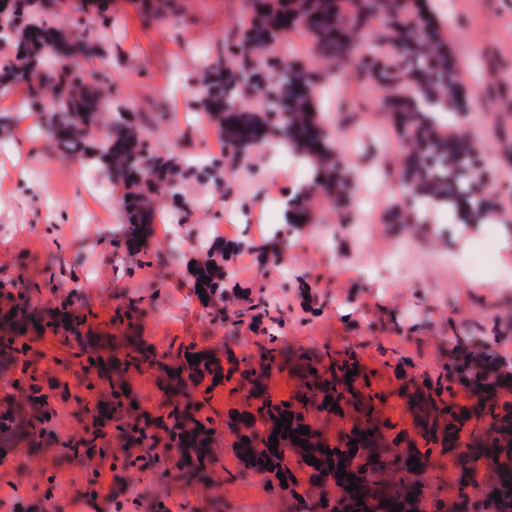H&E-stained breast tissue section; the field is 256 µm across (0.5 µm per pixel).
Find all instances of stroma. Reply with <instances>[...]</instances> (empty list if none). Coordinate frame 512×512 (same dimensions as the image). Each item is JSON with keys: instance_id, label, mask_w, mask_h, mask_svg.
Instances as JSON below:
<instances>
[{"instance_id": "stroma-1", "label": "stroma", "mask_w": 512, "mask_h": 512, "mask_svg": "<svg viewBox=\"0 0 512 512\" xmlns=\"http://www.w3.org/2000/svg\"><path fill=\"white\" fill-rule=\"evenodd\" d=\"M85 4L88 17L109 25L98 57L87 71L102 73L112 85V107L134 126L154 124L156 139L175 153L201 160H223L224 146L215 128L190 130L194 111L188 88L216 58L224 41L246 13V0H176L178 23L144 12L139 0H65L61 17L50 24L71 29ZM457 19L449 40L458 60L467 100L463 127L491 171H506L498 137L512 132V112L489 116L476 94L478 79L512 83V0H453ZM204 48V57L188 54L187 41ZM493 54L498 70L479 73L477 61ZM23 87L0 107V337L10 335L3 314L11 296H23L28 308L26 368L0 364V404L13 403L33 424L44 427L31 440L13 441L0 462V512H92L79 495H120L125 512H299L273 475L242 474L224 430L227 414L241 409L242 392L231 383L203 380L196 396L202 417L217 428L212 448L218 476L204 481L177 475L158 450L139 448L150 466L129 464L114 451L121 437L111 407L112 362L124 359L129 345L156 354L193 347L227 367L242 357L260 359L276 337L286 363L273 367L268 391L277 399L295 395L296 365L303 357L352 353L370 384L381 419L396 430L413 432L411 395L424 377L445 372L462 348L457 337L475 338V351L496 353L512 373V293L483 284L497 255L498 235L512 237V206L489 231L473 238L466 265L471 282L463 284L446 256L456 253L468 227L453 211L431 213L429 223L410 232L379 221L365 237L356 234L360 210L385 212L391 196L383 188L379 165L364 159V141L355 131L373 127L381 152L402 162L405 144L381 110L376 84L358 87L364 110L344 120L336 105H323L346 134L342 156L357 181L356 201L339 212L319 209L317 222L293 228L283 224L279 196L303 183L307 167L285 154L251 150L243 163L224 175L223 189L207 179H190L187 195L205 198L183 223L175 216L181 201L159 198L155 222L180 230L186 247L171 259L158 235L144 246L132 244L112 196L86 195L70 164L43 148V136H27L30 123L46 122L45 113L18 110ZM165 119L155 120L157 109ZM332 250H323L321 236ZM418 240L422 250L407 252L402 267L390 262L394 247ZM214 256L224 267L223 295L208 300L194 291L191 265ZM377 263L381 282L365 273ZM145 282L149 291L138 292ZM164 377L155 367H132L123 376L128 401L151 417L166 415L170 402ZM49 394L48 403L37 400ZM92 438L105 459L93 473L67 451L74 432ZM139 506H131V498Z\"/></svg>"}]
</instances>
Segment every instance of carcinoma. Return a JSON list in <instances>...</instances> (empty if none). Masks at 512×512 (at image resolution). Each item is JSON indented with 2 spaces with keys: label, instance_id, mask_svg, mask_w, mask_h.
Masks as SVG:
<instances>
[{
  "label": "carcinoma",
  "instance_id": "1",
  "mask_svg": "<svg viewBox=\"0 0 512 512\" xmlns=\"http://www.w3.org/2000/svg\"><path fill=\"white\" fill-rule=\"evenodd\" d=\"M54 6L40 0L38 13L27 16L19 11L16 41L27 44L29 29L44 26L46 13ZM88 31L85 24L66 40L67 62H55L59 50L51 38L20 57L19 62L4 66L0 96L16 84L28 88L32 102L49 96L52 107L44 135L58 157L76 159L111 180L131 179L133 202L120 206L128 209L126 230L137 242L150 233L153 197H184L187 175L201 165L170 155L168 148L152 141L150 128L131 126L124 113L112 111L110 103L99 108L104 96L83 90L87 80L82 61L93 55ZM291 34L303 36L319 57L335 62L340 76L351 69L357 78L384 90L382 110L394 120L400 138L409 145L400 178L410 198H442L449 209L465 214L461 224H481L499 216L492 199L494 192L476 166L474 144L444 122L448 106L461 93L459 69L441 23L427 15L423 0H253L250 16L243 18L238 34L229 38L224 55L211 62L206 77L191 88L190 103L206 111L235 159H244L268 136L312 159L311 178L305 189L289 200L291 211L318 194L332 207L347 203L354 184L353 173L342 164L336 136L316 106L318 89L331 71L309 69L283 59ZM387 43L396 46L398 56L383 54ZM271 55L279 57L268 73V81L280 92L273 100L263 96L259 84L241 83L244 72L257 74L256 66ZM244 98L257 100L261 110L241 108ZM478 98L486 107H512V97L497 84L487 85ZM226 101L231 103L228 113L220 108ZM189 354L196 352L186 348L165 353L161 360L143 354L144 360L172 372L168 390L176 399L164 417L152 419L130 409L131 418L123 431L126 444L139 448L154 440L148 430H165L166 447L181 455L178 476L205 479L212 463L213 421L200 417L201 401L183 402L178 396L212 370L204 357L197 364H189ZM496 367L497 359L484 354L477 390L488 386L491 390L485 393L486 400L464 417L448 406L450 384L458 374L456 363L448 364L447 373L427 381L425 391L415 400L418 439L402 448L379 424L373 397L364 393L367 380L357 374L346 377L347 371L354 369L348 360L328 353L320 361L306 363L295 396L275 400L267 391L272 362L256 368L245 358L224 375L227 382L237 379L245 397L241 412L235 418L228 417L225 427L236 436L235 453L242 470L285 474L288 493L300 512H346L361 494L382 503L388 512L395 504L407 506L411 512H512V489L505 486V482H512V407L492 402L498 388ZM327 396L332 402L325 401ZM334 403L338 404L335 410ZM288 411L293 413L289 432L306 427L309 433L299 435V439L310 448L303 449L290 437L280 439L275 452L263 447L277 420ZM337 418L346 420V426L330 435L326 424ZM369 431L373 435H367ZM244 438L248 442H242ZM353 439L356 444L352 446ZM354 446L357 450L352 456ZM442 455L457 459L462 466L455 496L448 501L435 495L425 501L422 489L434 458ZM306 456L315 457L320 466L305 462ZM413 456L420 463L416 471L408 465ZM479 461L496 472V481L476 498L470 493V481ZM341 462L346 474L354 475L358 484L352 492L346 490L351 482L338 477L336 466ZM331 464L335 469H329ZM299 471L309 473L307 482L297 478ZM331 483L336 489L333 494L328 492ZM495 494L502 502L493 498Z\"/></svg>",
  "mask_w": 512,
  "mask_h": 512
}]
</instances>
